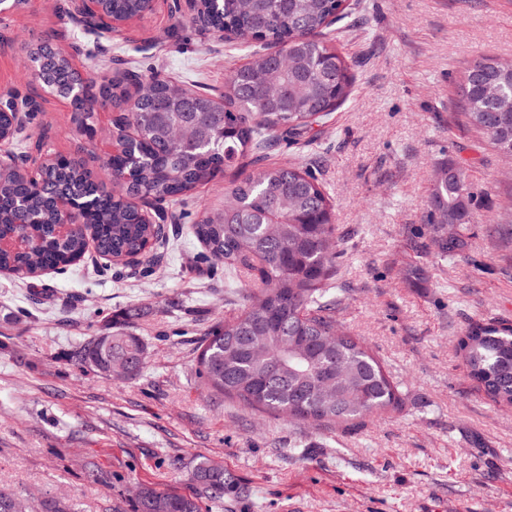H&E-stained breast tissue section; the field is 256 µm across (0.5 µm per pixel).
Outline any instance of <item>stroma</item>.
<instances>
[{"instance_id":"35a3bbf8","label":"stroma","mask_w":512,"mask_h":512,"mask_svg":"<svg viewBox=\"0 0 512 512\" xmlns=\"http://www.w3.org/2000/svg\"><path fill=\"white\" fill-rule=\"evenodd\" d=\"M327 31L353 68L350 96L311 140L280 141L266 156L312 171L332 204L344 256L332 291L336 319L382 361L401 391L393 412L353 429L290 423L202 393L197 348L237 297L224 270L190 233L224 207L237 169L166 207L164 246L152 262H83L35 279L0 274V490L33 507L133 512L148 485L193 493L201 458L237 482L212 512H512V406L493 403L467 374L456 345L470 324H512V158L466 122L460 75L484 57H512V0H351ZM69 0H28L0 14V96L39 94L24 66L51 41L85 71L109 77L154 69L221 99L232 67L263 44L219 36L186 0H154L122 32L87 33ZM22 136L44 131L48 153L99 167L112 104L95 108V139L70 120L67 101L40 96ZM463 166L472 196L445 257L426 222L435 165ZM149 343L141 374L116 380L71 360L111 327ZM111 475L108 484L90 474Z\"/></svg>"}]
</instances>
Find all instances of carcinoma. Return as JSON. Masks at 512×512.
<instances>
[{
  "mask_svg": "<svg viewBox=\"0 0 512 512\" xmlns=\"http://www.w3.org/2000/svg\"><path fill=\"white\" fill-rule=\"evenodd\" d=\"M202 20L242 40L266 42L276 51L235 67L224 82V106L189 88L168 90L155 74L141 75L138 99L122 82L83 76L50 42L32 52L33 78L73 99V121L90 126L94 106L112 102L119 112L112 126L132 125L137 138L110 155L102 171L64 155L32 176L23 163L0 165V238H22L21 248L0 249V269L37 278L65 270L94 246L112 263L144 257L163 241L161 226L143 222L134 199L176 201L230 167L250 168L224 191V211L204 216L190 232L206 257L224 265L238 288L237 313L206 334L196 358L200 388L270 416L317 426L355 427L373 414L395 410L400 391L383 364L336 323L332 281L343 257L332 203L313 173L301 166L259 163L282 135L301 137L325 122L348 97L353 75L348 61L323 41L324 30L347 17L339 0H199ZM107 14L138 16L149 0H108ZM281 93L266 95L271 76ZM461 109L468 123L495 148L512 155V61L482 59L465 72ZM197 131L190 144L176 145L174 126ZM116 176L117 190L102 184L101 172ZM68 196L79 211L76 228L59 231L56 200ZM465 169L442 162L430 193L426 223L438 233L442 254L463 250L461 233L450 237L442 225L469 223ZM112 317V347L92 339L72 358L86 371L100 372L110 361H126L140 374L149 343L118 327ZM457 347L469 376L495 403L512 405V325L475 323ZM189 495L143 487L134 512H202V500L224 501L234 488L224 468L208 459L191 470ZM0 512H25L24 503L0 490Z\"/></svg>",
  "mask_w": 512,
  "mask_h": 512,
  "instance_id": "obj_1",
  "label": "carcinoma"
}]
</instances>
